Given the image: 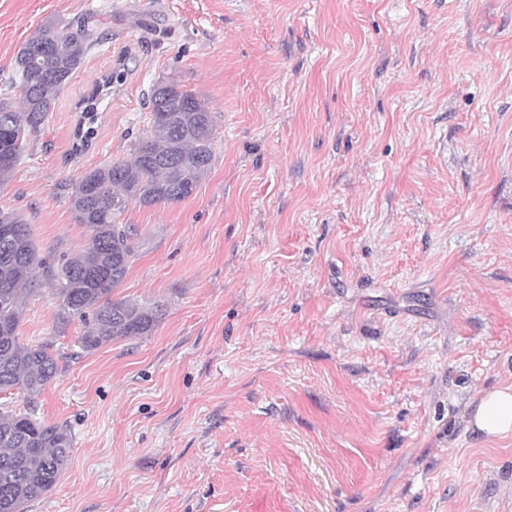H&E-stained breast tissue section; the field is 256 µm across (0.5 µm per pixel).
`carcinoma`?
Here are the masks:
<instances>
[{
  "label": "carcinoma",
  "instance_id": "carcinoma-1",
  "mask_svg": "<svg viewBox=\"0 0 512 512\" xmlns=\"http://www.w3.org/2000/svg\"><path fill=\"white\" fill-rule=\"evenodd\" d=\"M98 40L84 27L49 22L23 44L11 79L19 99L0 100V184L10 178L29 135L44 124L58 94ZM111 86L108 74L84 98L75 152L90 147L98 101ZM149 109L151 134L136 145L132 161L99 165L72 183L74 223L93 230L81 250L45 257L28 225L16 214L0 211V393L17 388L32 399L58 374V357L50 345L28 346L18 338L23 299L38 270L56 289L57 319L83 324L79 344L85 351L115 338L146 336L163 315L159 303L143 305L113 296L135 252L132 230L115 218L132 201L153 206L189 197L213 163L216 118L174 81L154 86ZM71 452L67 426L40 420L32 408L0 411V512H25L29 502L56 484Z\"/></svg>",
  "mask_w": 512,
  "mask_h": 512
}]
</instances>
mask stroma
<instances>
[{
  "instance_id": "35a3bbf8",
  "label": "stroma",
  "mask_w": 512,
  "mask_h": 512,
  "mask_svg": "<svg viewBox=\"0 0 512 512\" xmlns=\"http://www.w3.org/2000/svg\"><path fill=\"white\" fill-rule=\"evenodd\" d=\"M51 21L104 40L0 185L40 253L89 239L67 185L131 159L154 85L217 132L192 195L116 218L151 334L84 351L46 276L26 297L59 374L0 409L73 436L27 512H512V435L468 424L512 386V0H0V98ZM112 86L111 75H105L101 81H98L92 92L87 95L83 102V110L81 111L80 119L77 123L74 133V145L73 149L76 153L83 152L90 147L91 139L95 133L94 128L91 126L99 120L98 116V101L104 89H108ZM89 125L86 130L85 126Z\"/></svg>"
}]
</instances>
